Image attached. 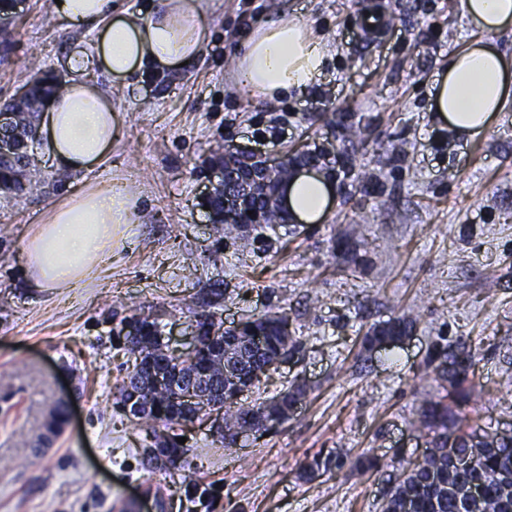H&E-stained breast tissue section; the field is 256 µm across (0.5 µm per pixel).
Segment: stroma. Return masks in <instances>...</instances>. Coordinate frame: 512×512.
<instances>
[{"instance_id":"35a3bbf8","label":"stroma","mask_w":512,"mask_h":512,"mask_svg":"<svg viewBox=\"0 0 512 512\" xmlns=\"http://www.w3.org/2000/svg\"><path fill=\"white\" fill-rule=\"evenodd\" d=\"M0 11V106L34 70L72 78L69 59L94 33L69 28L51 0H7ZM210 39L178 71L118 83L122 133L111 156L67 172L35 152L42 174L20 194L0 192V512H123L160 489L186 512L184 477L208 486L213 512H381L397 470L429 449L414 427L424 396L441 395L426 357L445 338L475 355L478 397L463 405L477 433L512 430V98L491 129L467 142L430 111L449 57L485 40L512 53V28L484 34L459 0H203ZM382 10L373 33L362 15ZM298 16L330 45L319 82L275 100L235 88L238 48L268 19ZM286 123L272 157L320 150L333 201L315 224L245 227L224 235L207 210L211 169L228 149L256 151L258 132ZM347 123L363 138H343ZM125 181L145 213L132 247L86 287H30L23 248L50 207L84 183ZM196 267L186 277V267ZM287 313L300 350L242 404L294 384L306 394L287 422L225 448L210 424L182 428L186 475L148 473L145 426L115 405L134 358L121 320L160 315L172 348L211 314L224 324ZM416 317L394 347L366 349L369 328ZM69 400L56 437L49 412ZM337 458L313 481L314 456ZM362 456L376 470L357 475Z\"/></svg>"}]
</instances>
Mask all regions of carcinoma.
<instances>
[{
    "mask_svg": "<svg viewBox=\"0 0 512 512\" xmlns=\"http://www.w3.org/2000/svg\"><path fill=\"white\" fill-rule=\"evenodd\" d=\"M289 321L285 313L265 314L249 319L242 334L250 336L251 347L239 353L240 367L235 380L221 377L218 365L224 358V347L231 346L233 337L224 336L223 323L213 317L198 322L205 329V335L213 336L211 344L200 348L194 355H171L163 352L161 330L158 318L131 317L121 322L125 342L131 344L128 352L135 356L133 370L128 372L119 386V397L115 405L126 411L128 390L139 393L141 412L145 424L151 430L153 446L160 449L154 457L141 456L143 469L149 473L169 472L174 468L186 470V449L168 431L184 426L189 415L197 409L187 405L184 395L191 389L209 393L208 403L212 410L221 411L225 421L247 420L259 412L263 403L237 405L236 381L250 377L253 369L278 356L285 348L286 335L283 323ZM414 324L412 320L398 319L386 327H375L363 336V343L373 345L388 341L397 343ZM457 355L468 358L469 366L454 372L446 394L434 400L424 399L418 417L411 425L422 427L432 434L430 454L423 462L404 469L389 489L382 505V512H399L404 497L414 498V512H509L502 494V476L512 473V443L491 441L481 448L469 447L468 432L452 412L448 402L466 403L475 394V385L469 380L470 366L474 365V354L465 344L452 346L438 342L434 345L429 361L444 363ZM178 373L176 387L157 389L150 381L152 372ZM67 418L66 405L59 402L52 411L47 426L51 434L60 431ZM454 438L458 450L476 458L473 472L482 486V495L463 504L448 495V486L455 483L456 473L448 463V438Z\"/></svg>",
    "mask_w": 512,
    "mask_h": 512,
    "instance_id": "cac0c4a2",
    "label": "carcinoma"
}]
</instances>
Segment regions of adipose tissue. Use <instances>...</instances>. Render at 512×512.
Returning <instances> with one entry per match:
<instances>
[{"label":"adipose tissue","instance_id":"adipose-tissue-1","mask_svg":"<svg viewBox=\"0 0 512 512\" xmlns=\"http://www.w3.org/2000/svg\"><path fill=\"white\" fill-rule=\"evenodd\" d=\"M460 6L483 32L495 34L512 25V0H460ZM54 12L72 27L98 33L90 50L74 58V68L96 63L116 81L143 68L177 71L209 39L202 0H155L146 17L114 12L113 0H62ZM329 52L322 36L302 19L269 20L246 39L235 82L267 99L301 94L322 76ZM433 88L430 108L456 138L484 135L512 97V56L482 42L467 45L451 55ZM51 104L42 133L58 168L80 170L108 156L121 119L106 90L73 81ZM331 196L332 186L323 176L300 173L286 188L289 215L314 223ZM139 202L123 184L73 189L26 244L31 286L45 291L86 286L130 243Z\"/></svg>","mask_w":512,"mask_h":512}]
</instances>
